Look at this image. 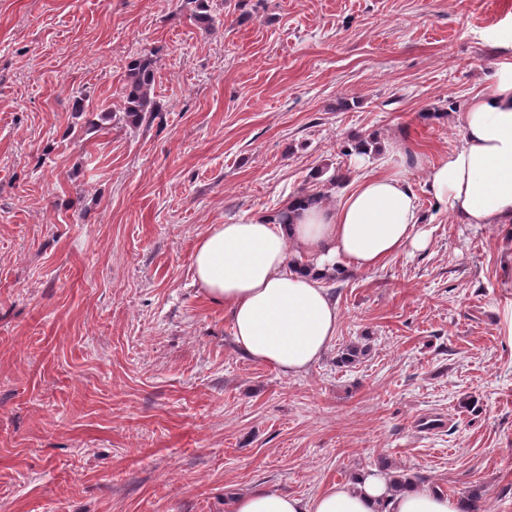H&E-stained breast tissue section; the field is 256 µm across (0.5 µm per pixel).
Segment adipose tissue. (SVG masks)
<instances>
[{
    "instance_id": "adipose-tissue-1",
    "label": "adipose tissue",
    "mask_w": 512,
    "mask_h": 512,
    "mask_svg": "<svg viewBox=\"0 0 512 512\" xmlns=\"http://www.w3.org/2000/svg\"><path fill=\"white\" fill-rule=\"evenodd\" d=\"M427 189L464 224H512V63L475 95L461 144L435 162ZM418 199L397 171L371 174L333 206H303L291 223L270 216L215 224L197 241L194 278L232 321L238 348L282 375L305 374L336 336V300L322 286L337 263L368 271L390 257L425 248ZM313 260L297 267L292 251ZM233 512H464L461 501L393 484L371 472L303 499L260 485Z\"/></svg>"
}]
</instances>
